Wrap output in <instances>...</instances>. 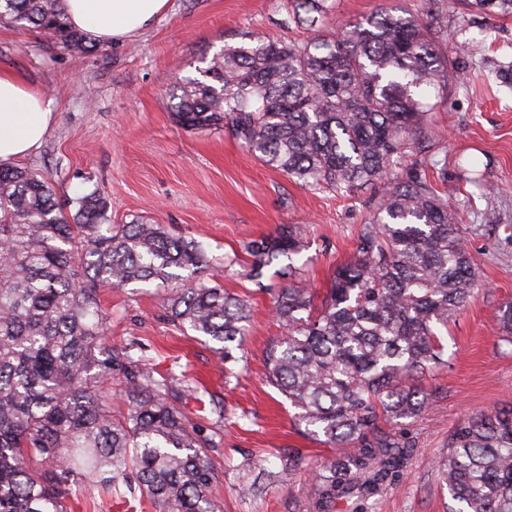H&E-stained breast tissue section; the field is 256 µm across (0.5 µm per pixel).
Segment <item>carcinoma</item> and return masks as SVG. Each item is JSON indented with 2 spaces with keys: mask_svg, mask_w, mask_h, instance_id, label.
<instances>
[{
  "mask_svg": "<svg viewBox=\"0 0 512 512\" xmlns=\"http://www.w3.org/2000/svg\"><path fill=\"white\" fill-rule=\"evenodd\" d=\"M313 27L328 0H294ZM512 15V0H466ZM50 35L63 49L97 45L67 22L62 0H0V21ZM173 85L172 115L186 130H226L263 164L299 184L338 194L371 186L372 215L317 298L291 265L301 230L280 225L247 245L250 276L280 270L266 353V382L316 440L353 454L310 469V512L356 499L368 512L407 472L410 448L380 431L383 418L414 419L435 393L415 378L445 366L444 332L477 280L455 210L420 172L396 171L422 138L423 92L459 70L436 52L413 15L384 9L336 27L326 42L252 39L217 52ZM56 202L37 172L0 167V512H71L85 483L155 512H223L212 494L213 438L190 424L171 375H158L109 343L100 291L158 282L171 287V321L232 357L249 333L248 303L204 276V245L153 220L112 223L95 191ZM128 401L112 415V380ZM438 477L457 512H512V408L459 423Z\"/></svg>",
  "mask_w": 512,
  "mask_h": 512,
  "instance_id": "cac0c4a2",
  "label": "carcinoma"
}]
</instances>
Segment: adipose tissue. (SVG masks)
Here are the masks:
<instances>
[{
    "label": "adipose tissue",
    "mask_w": 512,
    "mask_h": 512,
    "mask_svg": "<svg viewBox=\"0 0 512 512\" xmlns=\"http://www.w3.org/2000/svg\"><path fill=\"white\" fill-rule=\"evenodd\" d=\"M168 0H64L71 26L106 44L130 40L150 28ZM56 120L45 93L0 72V164L7 165L40 147Z\"/></svg>",
    "instance_id": "obj_1"
}]
</instances>
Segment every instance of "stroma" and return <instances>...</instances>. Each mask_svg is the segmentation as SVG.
<instances>
[{
    "instance_id": "obj_1",
    "label": "stroma",
    "mask_w": 512,
    "mask_h": 512,
    "mask_svg": "<svg viewBox=\"0 0 512 512\" xmlns=\"http://www.w3.org/2000/svg\"><path fill=\"white\" fill-rule=\"evenodd\" d=\"M316 27L296 23L289 0H169L154 24L134 39L74 54L47 34L0 22V71L47 93L57 119L43 144L18 165L44 175L61 204L80 192L100 191L112 221L146 216L175 234L203 242L227 292L248 295L250 334L229 369L219 368L209 346L169 322L163 287L104 290L113 346L161 373L201 380L186 393L184 412L204 434H217L210 449L213 491L224 512H307L313 492L307 472H283L280 458L300 448L309 462L346 455L303 436L287 399L265 381L269 342L279 333L273 298L281 286L274 267L259 279L243 274L246 245L298 225L306 248L297 261L302 278L324 292L337 266L349 261L353 241L368 217L372 188L350 195L308 188L258 161L224 131L189 132L170 114L177 78L196 73L202 56L235 46L249 35L306 42L330 37L337 24L383 8L429 22L445 17L435 35L440 55L458 67L460 82L430 93L429 122L417 168L440 195L455 204L458 222L476 263L478 291L448 327V364L422 375L436 391L419 418L385 423L413 454L405 478L386 492L378 512H452L437 461L463 420L512 406V344L501 321L512 303V85L498 76L512 64V16L473 14L463 0H328ZM477 162L480 184L461 165ZM224 402L216 425L211 398ZM261 481L262 496L242 485Z\"/></svg>"
}]
</instances>
